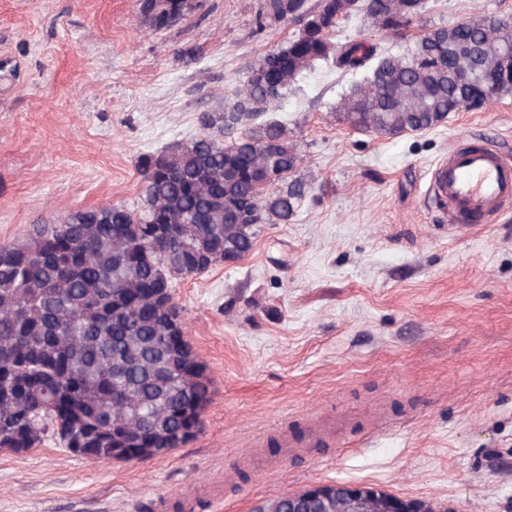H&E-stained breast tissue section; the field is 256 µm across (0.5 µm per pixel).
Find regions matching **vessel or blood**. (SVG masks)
Listing matches in <instances>:
<instances>
[{
    "mask_svg": "<svg viewBox=\"0 0 512 512\" xmlns=\"http://www.w3.org/2000/svg\"><path fill=\"white\" fill-rule=\"evenodd\" d=\"M432 192L456 221L510 211L512 164L482 148L453 149L434 169Z\"/></svg>",
    "mask_w": 512,
    "mask_h": 512,
    "instance_id": "obj_1",
    "label": "vessel or blood"
}]
</instances>
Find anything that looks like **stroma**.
I'll list each match as a JSON object with an SVG mask.
<instances>
[{"mask_svg":"<svg viewBox=\"0 0 512 512\" xmlns=\"http://www.w3.org/2000/svg\"><path fill=\"white\" fill-rule=\"evenodd\" d=\"M264 0H195L154 30L139 0H0V245L76 210L136 206L140 160L230 106L299 26ZM512 18V0H422L398 33L364 13L334 41L403 53L428 29ZM319 61L268 118L309 185L294 221L253 251L174 280L185 336L212 382L199 431L144 460H90L52 437L0 450V512H182L216 484L257 512L336 481L447 512H512V214L451 228L431 175L451 148L512 155V90L437 127L380 137L336 113L356 82ZM304 445L296 458L286 442Z\"/></svg>","mask_w":512,"mask_h":512,"instance_id":"stroma-1","label":"stroma"}]
</instances>
